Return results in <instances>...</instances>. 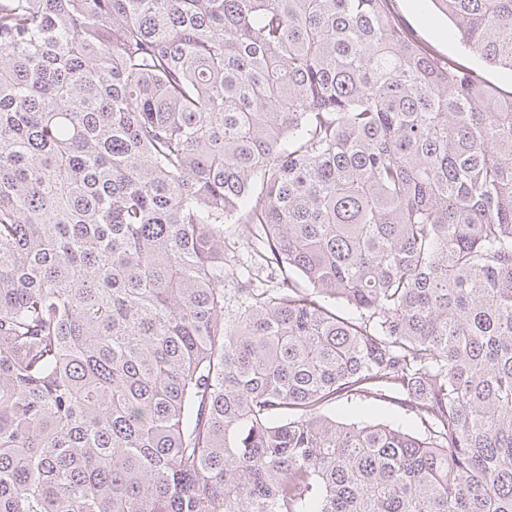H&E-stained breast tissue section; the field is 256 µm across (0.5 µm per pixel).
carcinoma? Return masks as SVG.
Wrapping results in <instances>:
<instances>
[{"instance_id": "cac0c4a2", "label": "carcinoma", "mask_w": 512, "mask_h": 512, "mask_svg": "<svg viewBox=\"0 0 512 512\" xmlns=\"http://www.w3.org/2000/svg\"><path fill=\"white\" fill-rule=\"evenodd\" d=\"M0 512H512V94L394 0H0ZM226 241L228 243V240ZM229 243V250L227 251L230 257L229 267H227L229 276L224 281V288H233V283L231 281L234 280V277L237 275L246 274V265L249 263L248 249L246 248V245L241 242L233 244L232 239L229 240ZM329 411L336 415V418L344 421H383L390 422L403 427H416L417 421L410 414L394 405L376 404L365 401L358 404H346L337 401L336 405L329 408Z\"/></svg>"}]
</instances>
